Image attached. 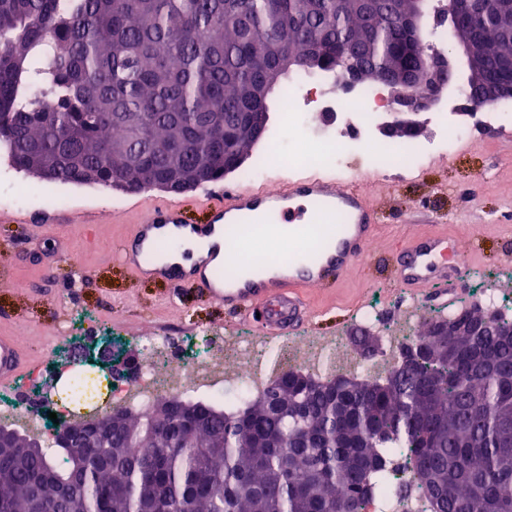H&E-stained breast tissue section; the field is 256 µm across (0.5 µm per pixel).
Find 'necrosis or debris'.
I'll use <instances>...</instances> for the list:
<instances>
[{
  "label": "necrosis or debris",
  "instance_id": "necrosis-or-debris-1",
  "mask_svg": "<svg viewBox=\"0 0 512 512\" xmlns=\"http://www.w3.org/2000/svg\"><path fill=\"white\" fill-rule=\"evenodd\" d=\"M282 110L286 114L287 136L270 139L266 152L251 168L239 175L241 183H249L261 176L272 164L291 166L322 159L330 163L341 162L351 152L372 146V164L382 168L389 153L407 157L415 163L439 155L452 146L448 132L457 128L458 118L454 108L440 104L429 115L434 133L426 139H381L376 130L382 120L388 119L389 107L383 98L380 85L369 84L343 91L338 75L328 74L322 83L310 84L304 77H297L288 88ZM329 110L344 113L345 119L325 135H317L310 126L311 113ZM414 317L405 313L389 321L390 332L384 338L382 352L370 363L360 357L338 353L333 340L319 341L306 357V370L318 378H328L343 371H362L371 379L399 363V350L403 344L402 331L410 327ZM166 345L163 337H148L145 344V361L139 377L131 383L115 382L97 404L104 411L116 406L140 407L160 396L180 398L197 392L229 395L246 388L259 391L270 377L279 374L290 350L282 344L275 357H267L256 337H238L229 364L208 358H195L179 362L167 373H160L155 361L158 350ZM391 484L393 494L387 499H372L365 512H432L430 499L419 488L413 463L405 457L397 458Z\"/></svg>",
  "mask_w": 512,
  "mask_h": 512
}]
</instances>
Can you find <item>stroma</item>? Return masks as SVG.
Masks as SVG:
<instances>
[{
	"label": "stroma",
	"mask_w": 512,
	"mask_h": 512,
	"mask_svg": "<svg viewBox=\"0 0 512 512\" xmlns=\"http://www.w3.org/2000/svg\"><path fill=\"white\" fill-rule=\"evenodd\" d=\"M461 122L468 130L465 148L411 170L395 166L376 172L368 152L358 151L339 166H273L257 179L258 187L270 190L292 177L354 172L370 177L367 189L380 219L376 238L366 258L338 281L304 291L307 316L298 335L349 336L354 310L370 306L386 321L403 306L426 319L447 314L449 307L441 301H419L391 287L396 249L430 233L445 234L451 248L468 257L470 271L459 283L456 304L483 306L480 291L487 287L512 297V139L497 128L475 127L472 117ZM19 177L16 168L0 167V336L15 337L33 366L24 380L0 386V396L38 406L43 414L52 410L59 396L58 373L70 366V335L80 341L105 335L122 339L138 358L141 337L162 336L180 359L190 358L187 339L192 335L211 338L219 356L225 337L254 335L247 320L225 315L198 289L141 280L118 263L116 247L137 220L134 194L66 185L64 208L71 219L50 224L46 215L53 206L37 195L43 181L21 177L33 193L26 203L13 197ZM88 207L95 208L98 223H82ZM72 253L80 256L81 270L67 264Z\"/></svg>",
	"instance_id": "35a3bbf8"
}]
</instances>
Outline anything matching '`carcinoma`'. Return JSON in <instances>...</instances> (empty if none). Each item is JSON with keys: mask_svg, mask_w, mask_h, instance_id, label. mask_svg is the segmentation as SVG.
I'll return each instance as SVG.
<instances>
[{"mask_svg": "<svg viewBox=\"0 0 512 512\" xmlns=\"http://www.w3.org/2000/svg\"><path fill=\"white\" fill-rule=\"evenodd\" d=\"M411 0H0V144L18 168L42 157L49 182L137 165L146 181L224 176L234 145L207 128L271 112L300 64L323 47L360 52L378 83ZM499 17L473 31L487 79L512 86ZM298 60L283 67L286 57ZM53 101L47 110L43 101ZM472 336L428 321L401 352L399 379L351 374L312 390L281 374L278 407L233 397L167 400L141 421L63 425L52 445L0 449V512H361L386 496L398 456L415 462L435 512H512V340L496 312L463 308Z\"/></svg>", "mask_w": 512, "mask_h": 512, "instance_id": "1", "label": "carcinoma"}]
</instances>
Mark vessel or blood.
Wrapping results in <instances>:
<instances>
[{
	"instance_id": "vessel-or-blood-1",
	"label": "vessel or blood",
	"mask_w": 512,
	"mask_h": 512,
	"mask_svg": "<svg viewBox=\"0 0 512 512\" xmlns=\"http://www.w3.org/2000/svg\"><path fill=\"white\" fill-rule=\"evenodd\" d=\"M201 195L207 201L208 227L222 231L262 218L288 225L293 232L330 214L342 219L333 244L316 260L300 266L288 264L279 276L229 282L218 276L221 263L213 260L203 262L200 271L169 279L176 288L201 289L207 301L253 321L259 334L270 339L281 337L288 328L304 320L302 287L342 276L366 257L377 234V212L364 183L353 175L342 180L332 176L292 180L273 191L242 186L219 192L206 187ZM196 230V225L189 223L180 199L149 205L133 235L121 242L117 259L142 279H163L161 265L150 261V254L160 243L182 240L184 234ZM466 268L464 255L449 254L445 237L431 235L400 246L394 282L396 287L416 294L429 284L430 274L436 269L440 272L441 287L453 289ZM29 367L15 338L0 336V385L16 383Z\"/></svg>"
}]
</instances>
